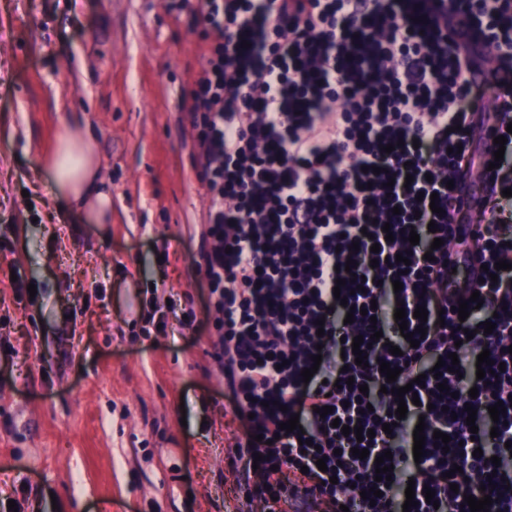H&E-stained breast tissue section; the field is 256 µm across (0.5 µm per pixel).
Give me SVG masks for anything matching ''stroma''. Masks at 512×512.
Instances as JSON below:
<instances>
[{
	"instance_id": "1",
	"label": "stroma",
	"mask_w": 512,
	"mask_h": 512,
	"mask_svg": "<svg viewBox=\"0 0 512 512\" xmlns=\"http://www.w3.org/2000/svg\"><path fill=\"white\" fill-rule=\"evenodd\" d=\"M203 31L170 0H0V498L18 512H263L197 266L207 199L181 99ZM79 121L107 224L62 218L41 159ZM175 299L192 328L156 309Z\"/></svg>"
}]
</instances>
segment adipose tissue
I'll list each match as a JSON object with an SVG mask.
<instances>
[{
    "label": "adipose tissue",
    "mask_w": 512,
    "mask_h": 512,
    "mask_svg": "<svg viewBox=\"0 0 512 512\" xmlns=\"http://www.w3.org/2000/svg\"><path fill=\"white\" fill-rule=\"evenodd\" d=\"M53 200L61 211L76 212L88 224H102L112 210V201L99 188L97 154L80 124H72L52 153L43 159Z\"/></svg>",
    "instance_id": "obj_1"
}]
</instances>
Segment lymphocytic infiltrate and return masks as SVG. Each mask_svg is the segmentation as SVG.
Instances as JSON below:
<instances>
[{
	"instance_id": "lymphocytic-infiltrate-1",
	"label": "lymphocytic infiltrate",
	"mask_w": 512,
	"mask_h": 512,
	"mask_svg": "<svg viewBox=\"0 0 512 512\" xmlns=\"http://www.w3.org/2000/svg\"><path fill=\"white\" fill-rule=\"evenodd\" d=\"M179 6L205 29L201 68L182 99L209 199L198 266L219 314L224 384L247 429L238 458L257 466L266 512H284L291 498L309 500L315 512H470L452 490L469 476L475 498L491 496L489 512H512V196L504 194L512 189V0ZM489 41L497 62L471 81L475 48ZM489 91L497 106L487 135L507 138L500 161L493 150H472L473 103ZM477 169L489 203L470 218L463 189ZM499 261L508 269L489 279ZM474 293L482 306L459 319L458 304ZM400 305L409 328H427L418 347L394 319ZM420 306L423 322L413 316ZM489 321L496 327L488 334ZM359 335L372 340L363 366L351 345ZM485 350L504 366L489 381L476 376ZM452 352L457 372L431 376ZM384 362L400 370L396 387L412 385L419 397L405 419L385 390ZM309 367L315 373L306 381ZM499 402L507 409L491 419L488 408ZM323 406L331 414L319 415ZM471 406L479 414L470 426ZM294 415L299 429L280 431ZM359 426L373 437L344 435ZM437 430L449 442L434 438ZM357 446L368 449L366 458L352 455ZM387 451L394 468L379 482L375 459ZM286 471L297 484L284 483ZM409 486L417 502L410 509ZM373 487L381 497L363 500L361 491ZM427 488L434 504L425 501Z\"/></svg>"
}]
</instances>
